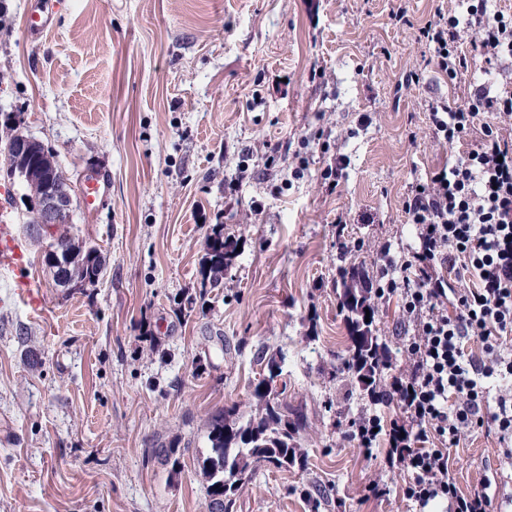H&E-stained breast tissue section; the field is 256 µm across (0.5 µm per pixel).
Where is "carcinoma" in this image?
<instances>
[{"label": "carcinoma", "instance_id": "1", "mask_svg": "<svg viewBox=\"0 0 512 512\" xmlns=\"http://www.w3.org/2000/svg\"><path fill=\"white\" fill-rule=\"evenodd\" d=\"M12 115L0 112V146L20 139L11 126ZM31 161L54 172L62 183L68 177L42 145H37ZM238 240L217 230L205 244L203 269L206 281L215 288L222 284L224 273L237 257ZM55 280L61 286L72 281L95 283L105 269L100 251L85 244H69L61 262L51 265ZM348 270H343L339 294L341 312L349 332L350 346L344 369L351 372L370 395L383 392L386 350L376 336L375 308L364 289L348 283ZM307 426V416L299 408H291L281 393L266 387L261 379L252 390V403L245 414L231 406L211 414L206 420L210 453L202 462L208 501L224 497L223 512H232L235 495L249 478L252 463L276 460L281 468L303 465L297 438Z\"/></svg>", "mask_w": 512, "mask_h": 512}]
</instances>
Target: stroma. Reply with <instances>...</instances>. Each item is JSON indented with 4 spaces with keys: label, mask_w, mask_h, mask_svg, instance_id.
<instances>
[{
    "label": "stroma",
    "mask_w": 512,
    "mask_h": 512,
    "mask_svg": "<svg viewBox=\"0 0 512 512\" xmlns=\"http://www.w3.org/2000/svg\"><path fill=\"white\" fill-rule=\"evenodd\" d=\"M41 2L0 0V112L66 173L71 237L107 267L96 284L57 286L22 188L0 180V217L26 254L0 269V512H207L205 421L248 411L272 357L308 416L305 464L253 463L233 512H410L406 472L351 438L373 415L409 420L344 371L336 282L352 267L358 287L375 281L382 246L415 240L402 211L412 183L478 142L475 128L456 147L436 143L425 101L459 104L474 82L512 80V64L454 80L434 68L416 29L455 0H54L50 31L28 35ZM401 7L410 26L390 19ZM411 70L421 80L408 87ZM336 154L346 166L331 192L321 173ZM99 175L106 195L91 212L82 187ZM218 224L241 249L205 290ZM21 278L39 308L19 298ZM373 305L390 387L408 368L400 301ZM502 466L492 432L450 450L460 490L495 478L497 503L512 496ZM372 483L388 495L368 496Z\"/></svg>",
    "instance_id": "1"
}]
</instances>
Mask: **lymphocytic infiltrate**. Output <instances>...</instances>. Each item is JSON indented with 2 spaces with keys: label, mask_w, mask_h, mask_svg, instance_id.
Here are the masks:
<instances>
[{
  "label": "lymphocytic infiltrate",
  "mask_w": 512,
  "mask_h": 512,
  "mask_svg": "<svg viewBox=\"0 0 512 512\" xmlns=\"http://www.w3.org/2000/svg\"><path fill=\"white\" fill-rule=\"evenodd\" d=\"M434 50L436 68L454 77L467 72L463 50L471 45L485 62L512 60V14L487 0H458L456 12L436 9L418 30ZM434 140L454 144L482 120V137L463 153L413 185L404 201L408 223L418 228L417 247L385 263L374 295L401 292L403 317L414 325L405 343L409 367L393 386L410 420L411 446L392 434L386 462L411 477L402 496L425 512L436 503L448 512H489L490 486L462 493L449 475L451 447L465 434L494 425L504 455L512 459V85H475L464 105L429 102ZM462 267L474 287L456 291L434 276L435 266ZM483 344L482 357L468 350ZM441 445L429 447L430 438Z\"/></svg>",
  "instance_id": "1"
}]
</instances>
